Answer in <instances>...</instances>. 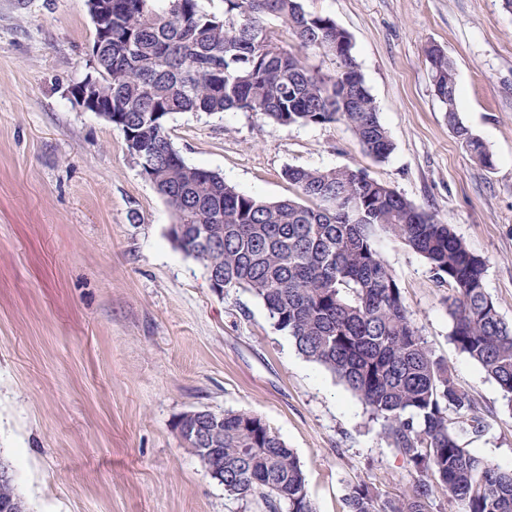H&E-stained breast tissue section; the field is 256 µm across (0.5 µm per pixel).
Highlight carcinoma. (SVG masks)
Returning <instances> with one entry per match:
<instances>
[{
    "label": "carcinoma",
    "instance_id": "1",
    "mask_svg": "<svg viewBox=\"0 0 512 512\" xmlns=\"http://www.w3.org/2000/svg\"><path fill=\"white\" fill-rule=\"evenodd\" d=\"M105 35L95 44L101 91L131 156L152 159L142 172L170 207L169 240L224 280V293L258 299L297 352L329 372L380 422L396 455L413 470L408 489L384 496L369 483L350 487L345 512H430L440 492L456 512H512V468L480 457L463 436L489 426L486 411L429 348L396 276L376 243L383 231L423 257L434 281L452 291L451 342L492 379L512 406V324L485 288L486 262L437 220L363 169L288 167L296 197L265 201L213 171L188 164L174 147L170 117L180 112H258L279 125L342 121L363 152L386 159L393 143L364 87L351 35L302 0H224L220 15L202 0H104ZM295 37L288 47L270 21ZM336 60L334 74L313 72L303 52ZM434 95L457 118L459 89L448 54L427 47ZM361 85L342 106L336 79ZM462 145L483 166L492 154L466 127ZM220 448L214 477L224 491L256 498L268 512H315L292 449L261 417L224 412L199 419ZM28 506L15 483L0 504Z\"/></svg>",
    "mask_w": 512,
    "mask_h": 512
}]
</instances>
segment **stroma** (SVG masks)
Wrapping results in <instances>:
<instances>
[{
    "mask_svg": "<svg viewBox=\"0 0 512 512\" xmlns=\"http://www.w3.org/2000/svg\"><path fill=\"white\" fill-rule=\"evenodd\" d=\"M303 5L351 35L389 158L363 153L344 123L252 112L175 114L174 146L266 201L294 196L289 166L367 170L486 259V289L512 323V11L503 0ZM93 36L86 0H0V461L18 493L31 512H263L185 448L176 423L204 409L262 417L298 457L316 512H344L360 481L401 491L411 475L379 424L261 302L212 290L170 242L172 212L122 131L73 102ZM432 44L456 65L457 118L493 168L433 95ZM377 247L428 346L488 412L470 448L512 467V407L451 343L448 289L398 241ZM457 136L462 141V145L469 153L474 156L484 167L493 166L492 154H490L486 145L478 137H475L466 127L461 126L457 130Z\"/></svg>",
    "mask_w": 512,
    "mask_h": 512,
    "instance_id": "stroma-1",
    "label": "stroma"
}]
</instances>
